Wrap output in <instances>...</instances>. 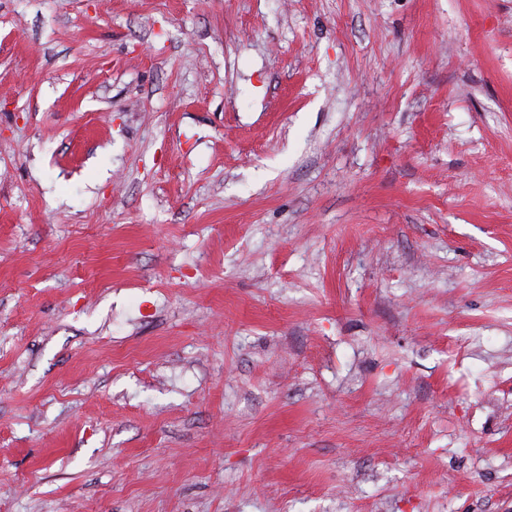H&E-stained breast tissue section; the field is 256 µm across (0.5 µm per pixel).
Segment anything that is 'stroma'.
<instances>
[{"mask_svg": "<svg viewBox=\"0 0 512 512\" xmlns=\"http://www.w3.org/2000/svg\"><path fill=\"white\" fill-rule=\"evenodd\" d=\"M0 512H512V0H0Z\"/></svg>", "mask_w": 512, "mask_h": 512, "instance_id": "1", "label": "stroma"}]
</instances>
